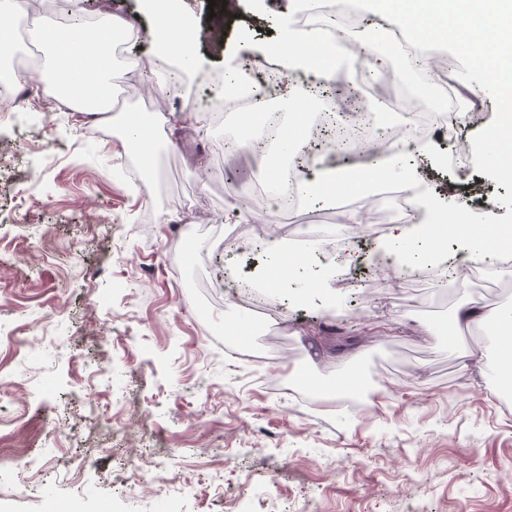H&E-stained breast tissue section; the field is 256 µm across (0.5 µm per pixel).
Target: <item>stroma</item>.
I'll list each match as a JSON object with an SVG mask.
<instances>
[{"instance_id": "stroma-1", "label": "stroma", "mask_w": 512, "mask_h": 512, "mask_svg": "<svg viewBox=\"0 0 512 512\" xmlns=\"http://www.w3.org/2000/svg\"><path fill=\"white\" fill-rule=\"evenodd\" d=\"M181 0L196 27L194 71L158 59L143 0H71L77 12L121 19L132 41L110 83L178 84L168 110L113 102L111 119L50 108L44 48L22 35L35 66L10 71L15 100L0 102V512H512V398L498 382L492 332L448 330L456 308L512 305V265L475 264V278L438 287L433 265L390 291L379 278L388 238L352 255L313 238L304 265L276 267L259 234L255 182L276 170L241 144L226 171L216 152L240 141L225 113L196 135L185 118L213 92L239 30L267 42L292 0H240L237 15ZM337 56L324 98L336 113H386L384 95L436 74L445 52L420 63L388 54L370 30ZM163 122L151 167L113 137L129 113ZM385 176L412 204L477 217L505 187L475 169L458 175L448 138ZM490 189L484 206L460 190ZM363 225L386 223L373 191L304 198L290 224L345 231L338 203ZM238 210L236 225L225 213ZM265 290L267 314L232 302V284ZM435 326L437 336L426 333ZM366 384L361 407L307 387ZM132 420V447L114 432Z\"/></svg>"}]
</instances>
